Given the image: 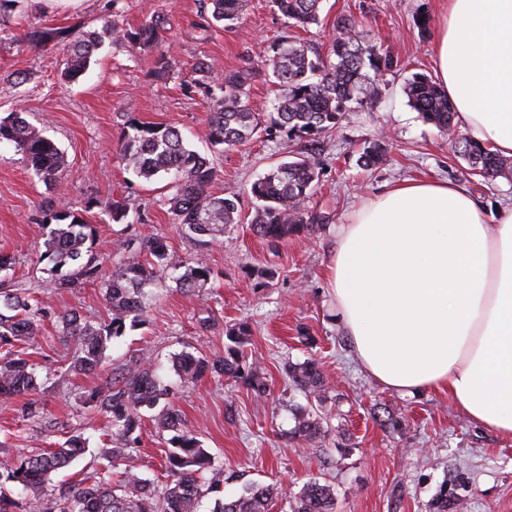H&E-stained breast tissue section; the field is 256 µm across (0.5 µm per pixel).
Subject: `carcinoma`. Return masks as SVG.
Returning a JSON list of instances; mask_svg holds the SVG:
<instances>
[{"label":"carcinoma","instance_id":"carcinoma-1","mask_svg":"<svg viewBox=\"0 0 512 512\" xmlns=\"http://www.w3.org/2000/svg\"><path fill=\"white\" fill-rule=\"evenodd\" d=\"M245 0H209L202 20L205 24L236 26L243 15ZM322 0H271L274 12L288 26L307 28L320 24ZM167 20L157 15L137 27H120L110 20L101 29L44 28L33 33L37 45L66 41L69 53L61 77L76 82L88 70L94 53L107 37L134 48L151 49L163 39ZM327 56L284 35L266 49L261 63L271 73L279 95L266 119L249 105V89L255 67L219 72L215 64L199 62L190 79L183 81L184 93L200 96L212 104L208 140L213 152L242 145L259 130L268 136L284 135L287 140H315L339 124L345 112L355 105L372 104L377 96V77L393 71L396 62L382 48L367 40L350 19L337 23ZM175 61L167 52L153 60L157 80L174 74ZM410 106L421 117L442 130L453 124L455 113L444 90L432 78L414 73L405 81ZM6 144L25 159L28 168L41 181L52 183L64 168L66 159L57 142L42 126L13 114L0 117V145ZM455 152L469 165L473 175L487 178H512V157H504L465 136L455 141ZM384 149L378 140L365 145L359 163L374 167L383 161ZM122 161L127 171L147 182L170 181L167 198L174 223L185 226L187 234L203 242L224 235L237 223L236 196L212 192L215 168L210 159L190 148L182 132L167 125L137 124L129 119L122 130ZM319 180L315 163L303 157H287L271 165L251 185L256 201L254 231L270 241H280L314 223L305 204L314 194ZM103 209L115 224H130L135 218L124 201L90 199L85 206ZM42 223L48 229L40 259L51 264L55 287L78 288L101 281L105 289L107 317L97 324L84 321L75 313L60 316L61 334L75 345V357L67 367L74 373L98 372L112 341L125 335L127 327L144 322L147 311L145 289L172 274L168 244L162 238L127 237L117 244L120 255L112 270L105 272L103 261L93 247V234L84 214L70 209H50ZM149 256L142 262L139 257ZM212 275L200 256L184 266L175 280L187 295H197ZM28 281H15L0 289V348L16 343L33 345L40 335L41 322L50 316ZM230 345L224 359L213 362L182 353L175 358V372L192 382L206 372H222L243 379L258 396L267 391L262 367L242 360L241 347L249 335L244 324L225 332ZM294 390L307 400L291 408L294 427L291 436L305 442L325 433L328 417L316 406L325 386L321 370L313 359L285 366ZM39 383L36 367L20 351L0 355V398L27 397L26 414H40ZM170 388L163 384L152 363L144 357L132 358L115 368L103 391H93L87 404L106 424L111 450L104 452L107 468L123 467L121 479L112 483L104 475L88 485L80 480L67 482L53 505L46 499V483L54 472L69 468L88 447L81 433L69 436L54 449L34 456H19L0 462V512H196L202 490L219 492L224 473L215 468L214 458L201 441L180 427L178 411L170 405ZM152 413L159 436L171 433L164 450V470L169 477L161 490H150L133 465L125 463L126 449L140 443L144 413ZM273 490L251 485L228 502H216L214 512H268ZM289 512H333V492L329 485L309 481L299 492H281Z\"/></svg>","mask_w":512,"mask_h":512}]
</instances>
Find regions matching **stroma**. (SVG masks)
Instances as JSON below:
<instances>
[{
    "label": "stroma",
    "mask_w": 512,
    "mask_h": 512,
    "mask_svg": "<svg viewBox=\"0 0 512 512\" xmlns=\"http://www.w3.org/2000/svg\"><path fill=\"white\" fill-rule=\"evenodd\" d=\"M203 0H13L0 11V117L19 113L44 124L65 152L67 164L50 185L35 177L21 155L0 148V252L17 259V277L34 282L51 317L30 359L44 379L39 398L42 419L24 412L25 397L0 402V459L32 455L83 429L86 454L64 472L52 475L48 497L61 481L101 477L105 462L102 421L87 424L84 397L105 388L113 367L147 353L171 387L169 401L181 424L202 442L224 470L221 494H205L198 512H213L216 499L242 494L246 484H280L296 492L316 480L334 490V512H512V439L471 423L447 393L403 395L363 371L352 342L331 306L324 272L336 250V231L347 215L403 180L438 179L458 183L478 198L487 213L512 201V181L468 174L454 141L461 127L443 131L424 122L408 104L406 77L435 76L433 45L448 0H323L320 25L286 27L270 0H247L235 28L213 24L200 29ZM428 15V32L417 26ZM156 15L168 20L161 45L176 60L164 82L151 74L154 54L105 41L87 73L71 85L60 83L64 44L36 45L31 32L43 27L83 25L97 29L103 19L135 27ZM355 20L371 42L397 63L379 82L374 107L347 113L321 141H287L257 133L242 146L211 154L215 193L239 195L241 220L211 245L186 235L163 201L164 182L146 183L125 171L121 129L125 117L180 129L199 151H206L209 107L181 89L196 62L205 60L225 71L259 63L267 46L289 35L326 53L338 21ZM386 135V156L376 167L357 164L365 144ZM314 159L319 171L308 202L317 224L278 243L258 236L251 223L250 186L286 155ZM127 200L141 222L115 224L92 214L94 248L111 259L116 240L129 236L161 237L169 262L179 266L204 255L212 278L201 297H186L174 281L153 288L143 325L127 330L110 344L103 369L74 375L64 367L73 346L61 334L59 317L78 313L84 321L106 318L104 290L89 283L71 290L55 288L39 256L46 229L45 208L83 210L92 198ZM273 269V278L257 277ZM209 312V326L200 322ZM244 323L249 336L247 359L265 369L267 392L258 397L242 382L207 373L197 383L182 384L173 370L176 354L189 352L215 360L228 344L225 331ZM317 360L326 380L320 403L329 416L324 438L306 443L290 437V405L302 402L283 371L286 363ZM142 443L130 454L151 485L165 484L161 467L165 443L151 420L142 424Z\"/></svg>",
    "instance_id": "35a3bbf8"
}]
</instances>
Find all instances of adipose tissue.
I'll list each match as a JSON object with an SVG mask.
<instances>
[{"label":"adipose tissue","mask_w":512,"mask_h":512,"mask_svg":"<svg viewBox=\"0 0 512 512\" xmlns=\"http://www.w3.org/2000/svg\"><path fill=\"white\" fill-rule=\"evenodd\" d=\"M439 79L469 137L512 157V0H448ZM326 271L360 367L397 392H448L512 438V203L488 220L459 185L385 187L337 232Z\"/></svg>","instance_id":"adipose-tissue-1"}]
</instances>
